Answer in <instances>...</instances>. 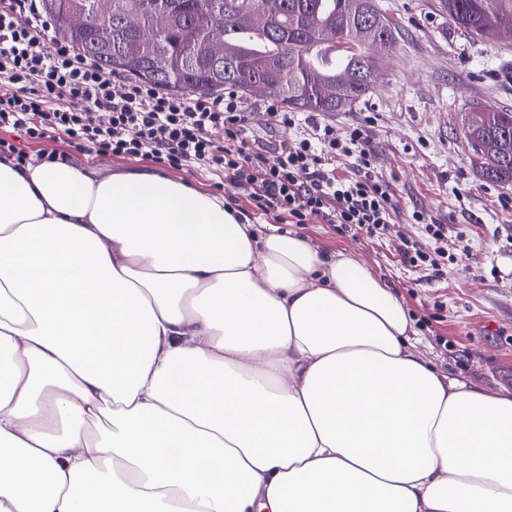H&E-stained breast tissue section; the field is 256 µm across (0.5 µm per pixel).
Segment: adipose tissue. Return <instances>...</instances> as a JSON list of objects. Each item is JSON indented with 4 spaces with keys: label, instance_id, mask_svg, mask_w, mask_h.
Instances as JSON below:
<instances>
[{
    "label": "adipose tissue",
    "instance_id": "1",
    "mask_svg": "<svg viewBox=\"0 0 512 512\" xmlns=\"http://www.w3.org/2000/svg\"><path fill=\"white\" fill-rule=\"evenodd\" d=\"M419 344L348 250L0 159V512H512V394Z\"/></svg>",
    "mask_w": 512,
    "mask_h": 512
}]
</instances>
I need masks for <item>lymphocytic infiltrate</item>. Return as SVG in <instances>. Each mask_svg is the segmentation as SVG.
Here are the masks:
<instances>
[{"instance_id": "f902f5d3", "label": "lymphocytic infiltrate", "mask_w": 512, "mask_h": 512, "mask_svg": "<svg viewBox=\"0 0 512 512\" xmlns=\"http://www.w3.org/2000/svg\"><path fill=\"white\" fill-rule=\"evenodd\" d=\"M42 0H0V131L28 140L64 136L69 150L148 159L204 173L248 191L256 214L282 224L320 219L342 231L388 235L393 219L388 183L369 171L368 135L305 117V135L275 155L242 134L250 112L238 94L186 96L103 70L70 44L56 41ZM101 113V122L87 115ZM356 160L354 176L337 175L332 158Z\"/></svg>"}]
</instances>
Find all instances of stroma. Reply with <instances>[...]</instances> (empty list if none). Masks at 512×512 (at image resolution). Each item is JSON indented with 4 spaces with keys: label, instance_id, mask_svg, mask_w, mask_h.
<instances>
[{
    "label": "stroma",
    "instance_id": "obj_1",
    "mask_svg": "<svg viewBox=\"0 0 512 512\" xmlns=\"http://www.w3.org/2000/svg\"><path fill=\"white\" fill-rule=\"evenodd\" d=\"M378 2L400 38L375 90L317 118L341 139L367 131L370 171L393 191V232L355 238L316 220L292 230L324 253L350 251L391 284L438 373L512 391V185L481 176L464 134L471 104L512 107V47L461 35L439 0ZM430 222L448 227L435 271L403 263L399 252L402 238L429 242Z\"/></svg>",
    "mask_w": 512,
    "mask_h": 512
}]
</instances>
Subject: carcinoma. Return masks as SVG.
Segmentation results:
<instances>
[{
    "label": "carcinoma",
    "mask_w": 512,
    "mask_h": 512,
    "mask_svg": "<svg viewBox=\"0 0 512 512\" xmlns=\"http://www.w3.org/2000/svg\"><path fill=\"white\" fill-rule=\"evenodd\" d=\"M171 23L151 42L124 25L126 0H112V14L92 28L79 52L106 71L161 90L215 95L248 93L253 84L276 87L282 104L299 112H344L376 86L398 31L375 0H168ZM440 8L463 33L512 43V0H440ZM224 16V60L213 62L203 30ZM262 22L256 24L253 17ZM466 137L482 176L512 183V111L485 110Z\"/></svg>",
    "instance_id": "carcinoma-1"
}]
</instances>
